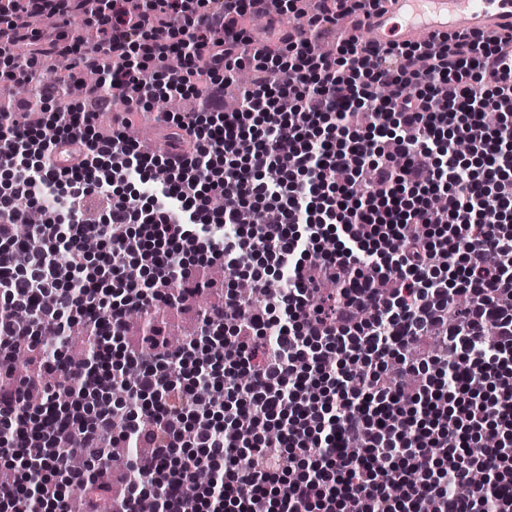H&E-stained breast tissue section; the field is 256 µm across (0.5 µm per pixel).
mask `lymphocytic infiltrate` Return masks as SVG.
I'll return each instance as SVG.
<instances>
[{"mask_svg":"<svg viewBox=\"0 0 512 512\" xmlns=\"http://www.w3.org/2000/svg\"><path fill=\"white\" fill-rule=\"evenodd\" d=\"M126 2L0 0L1 41L34 16L54 34L48 52L72 62L40 102L73 104L46 119L49 137L26 104L0 113V170L13 174L0 194V351L40 349L80 321L139 368L129 382L112 367L124 401L82 415L1 364L0 460L35 461L28 477L45 492L12 479L0 504L67 512L68 488L95 485L105 445L119 444V512H140L146 490L160 512H420L426 500L512 512V81L482 85L512 71V53L479 32L434 55L320 50L324 24L379 0H329L273 49L242 19H280L291 0ZM103 56L102 86L87 85ZM414 82L423 92L407 93ZM187 94L197 111L160 122L192 153H141L126 118L96 131L116 105ZM35 208L42 247L26 254L17 231ZM217 261L232 278L196 336L169 350L155 322L140 351L124 347L129 312L214 288ZM76 454L91 470L67 467Z\"/></svg>","mask_w":512,"mask_h":512,"instance_id":"1","label":"lymphocytic infiltrate"}]
</instances>
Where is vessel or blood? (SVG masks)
Masks as SVG:
<instances>
[{"mask_svg": "<svg viewBox=\"0 0 512 512\" xmlns=\"http://www.w3.org/2000/svg\"><path fill=\"white\" fill-rule=\"evenodd\" d=\"M373 43H404L412 37L478 29L512 33V0H381L359 18Z\"/></svg>", "mask_w": 512, "mask_h": 512, "instance_id": "b4317fda", "label": "vessel or blood"}]
</instances>
